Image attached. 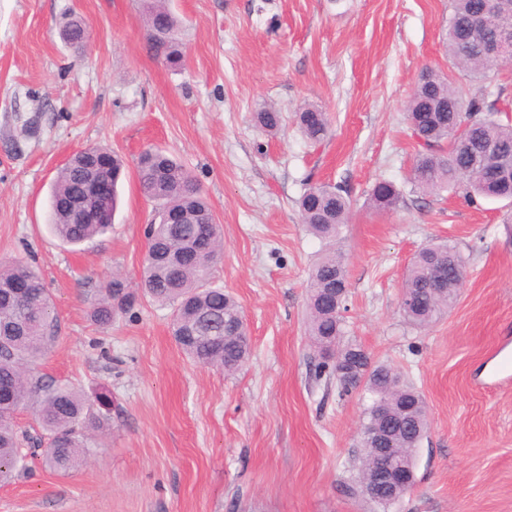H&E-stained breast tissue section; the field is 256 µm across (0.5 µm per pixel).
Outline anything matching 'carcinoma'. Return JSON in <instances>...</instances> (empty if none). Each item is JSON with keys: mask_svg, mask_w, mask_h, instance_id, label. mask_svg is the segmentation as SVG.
Here are the masks:
<instances>
[{"mask_svg": "<svg viewBox=\"0 0 512 512\" xmlns=\"http://www.w3.org/2000/svg\"><path fill=\"white\" fill-rule=\"evenodd\" d=\"M506 17L485 0H452L448 17L446 52L457 68L475 85L457 87L433 69L418 82L406 104L413 135L422 138L410 171L414 190L424 195L445 191L477 197L512 200V120L500 107L508 97L503 85L492 91L485 82L494 63L486 47L500 34ZM178 21L162 0H154L148 11L146 35L149 49L173 65L182 61L176 39ZM67 41L83 43L87 22L75 16L65 28ZM257 123L277 131L282 114L263 104L255 113ZM297 125L305 139L320 145L329 136L328 114L309 106L297 113ZM494 155L505 165L502 176L491 179L486 160ZM123 173L121 158L107 147L94 146L70 157L58 173L51 195V229L64 243L80 245L106 234L112 227L117 205V186ZM141 193L158 204L148 225L141 289L152 301L172 309V337L179 350L196 364L216 367L232 374L249 359L250 346L224 339V327L242 329V308L224 288L212 282L214 264L223 250L221 225L206 202L200 184L176 159L161 150H146L136 166ZM94 179L112 180V196L96 203L100 219L94 224L72 221L69 202L84 196ZM402 200L390 181L375 184L370 195L373 208L387 210ZM351 202L340 186L317 184L299 200L301 221L315 236L332 242L348 223ZM463 256L446 243L429 242L413 257L404 275L401 298L412 305L400 306L403 316L425 328L439 321L457 299L464 278ZM17 282L26 284L25 296H5ZM348 294L345 258L327 252L314 266L308 285L307 334L319 347L316 379L336 384L339 396L351 391L349 381L336 373L332 357L342 351L352 369L363 373L367 362L358 359L359 346L343 343L342 310ZM136 296L124 280L112 278L92 305V321L106 327L116 312L130 308ZM57 318L43 279L22 260L0 265V483L28 469L23 447H41L44 468L67 474L90 455L89 434L103 433L110 426V401L88 396L70 386L55 384L32 375L28 366L44 356L55 339ZM365 389L373 403L365 411L362 428H388L391 461L415 468L420 435L429 428L428 408L423 396L404 382L399 371L388 365L372 367ZM30 407L34 432L18 431L13 414Z\"/></svg>", "mask_w": 512, "mask_h": 512, "instance_id": "carcinoma-1", "label": "carcinoma"}]
</instances>
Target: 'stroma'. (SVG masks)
<instances>
[{
    "label": "stroma",
    "instance_id": "1",
    "mask_svg": "<svg viewBox=\"0 0 512 512\" xmlns=\"http://www.w3.org/2000/svg\"><path fill=\"white\" fill-rule=\"evenodd\" d=\"M148 0H0V262L43 276L57 340L37 375L112 402L88 464L61 475L33 464L0 485V512H370L349 495L370 394L339 396L314 379L307 285L328 250L300 220L310 185L351 193L336 248L348 270L345 339L398 368L423 395L430 429L416 483L393 512H512V381L482 386L512 355V203L415 192L417 144L404 106L432 68L469 80L448 58L451 0H166L185 61L150 52ZM84 18L81 47L62 39ZM283 116L267 133L253 114ZM327 112L311 146L296 114ZM96 145L128 175L112 229L79 247L50 227L59 169ZM167 151L199 181L223 229L217 284L241 306L251 352L235 375L189 361L172 311L139 297L102 328L90 302L113 274L139 286L144 229L139 155ZM403 193L369 204L376 182ZM466 261L458 299L429 329L399 310L404 274L429 240Z\"/></svg>",
    "mask_w": 512,
    "mask_h": 512
}]
</instances>
